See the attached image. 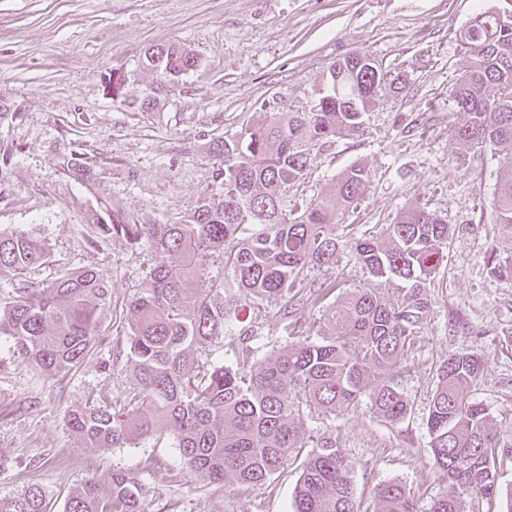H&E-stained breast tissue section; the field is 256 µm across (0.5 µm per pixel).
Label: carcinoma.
<instances>
[{"label":"carcinoma","instance_id":"cac0c4a2","mask_svg":"<svg viewBox=\"0 0 512 512\" xmlns=\"http://www.w3.org/2000/svg\"><path fill=\"white\" fill-rule=\"evenodd\" d=\"M495 9L476 15L460 34L472 61L452 90L469 121L457 132L463 149L491 147L502 158L496 182V223L512 226V31L494 24ZM331 65L325 93L308 112H262L244 131L213 142V171L223 190L204 194L181 223L140 224L117 212L96 218L105 235L146 242L157 256L150 281L116 314L126 336L136 388L112 401L70 411L66 424L86 445L134 447L167 432L181 460L211 482L269 480L296 465L301 474L293 512H360L352 466L335 445L309 443L310 409L346 410L366 399L388 421L403 419L410 403L391 370L421 335L431 312L428 284L448 245L449 226L411 204L386 225L385 238L355 239L341 216L364 195L370 176L351 166L324 197L288 216V188L305 175L313 150L363 125L381 89L376 74L353 52ZM197 66L176 45L151 48L144 68L177 78ZM103 90L149 110L153 97H136L118 82ZM396 293L342 291L327 278L309 282L304 267L327 266L341 246ZM230 279L207 281L211 257ZM46 244L35 228L0 229V269L20 275L43 265ZM490 272L512 282V261L488 260ZM278 306V324L291 347L242 366L213 365L206 352L229 338L224 354L252 350L261 328L257 306ZM112 302L107 281L92 267L72 270L42 288H21L0 300V337L47 379L78 367L98 339L101 310ZM326 307L325 321L297 330V312ZM482 357L462 349L438 370L427 430L442 491L426 507L398 481L377 488L375 512H468L467 504L494 497L512 448L500 445L493 416L473 391ZM144 485L122 471L90 476L67 497L64 512H145ZM44 489L30 485L0 499V512H49Z\"/></svg>","mask_w":512,"mask_h":512}]
</instances>
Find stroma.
Wrapping results in <instances>:
<instances>
[{
    "label": "stroma",
    "instance_id": "1",
    "mask_svg": "<svg viewBox=\"0 0 512 512\" xmlns=\"http://www.w3.org/2000/svg\"><path fill=\"white\" fill-rule=\"evenodd\" d=\"M496 0H0V228L36 225L50 258L18 276L0 271V299L50 284L65 271L97 268L113 304L101 313L99 343L78 368L53 380L0 340V498L41 486L63 512L82 478L121 470L142 483L146 512H292L299 471L241 485L204 480L183 464L172 436L134 448H92L67 427L69 411L132 391L126 338L115 308L150 280L146 245L98 231L97 215L117 209L157 224L192 212L213 183L210 146L262 112H306L328 67L369 53L385 84L355 135L314 152L288 191L292 210L329 191L351 165L371 182L345 215L353 234L378 238L400 211L419 204L449 224L431 281V313L415 347L394 370L410 401L390 422L369 404L334 414L312 411L313 440L330 439L353 465L356 498L373 512L378 485L398 481L427 504L439 480L427 431L438 367L466 348L485 358L475 396L512 444V283L490 273V253L512 258V227L496 223L500 160L462 153L456 130L467 120L450 95L470 53L461 30ZM177 44L198 57L172 81L144 69L149 47ZM123 74L130 89L154 92L143 111L112 100L100 76ZM308 280L338 277L374 287L352 250L307 268Z\"/></svg>",
    "mask_w": 512,
    "mask_h": 512
}]
</instances>
